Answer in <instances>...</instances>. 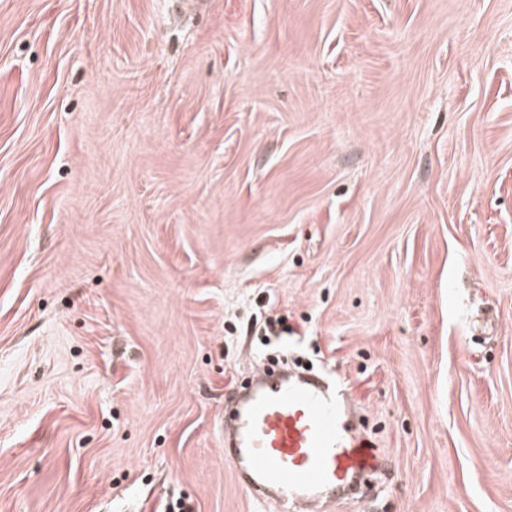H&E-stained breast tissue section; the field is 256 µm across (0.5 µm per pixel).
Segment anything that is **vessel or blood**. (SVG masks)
Instances as JSON below:
<instances>
[{"label": "vessel or blood", "mask_w": 512, "mask_h": 512, "mask_svg": "<svg viewBox=\"0 0 512 512\" xmlns=\"http://www.w3.org/2000/svg\"><path fill=\"white\" fill-rule=\"evenodd\" d=\"M329 379L256 369L225 397L224 459L255 498L282 506L335 503L385 464L353 432Z\"/></svg>", "instance_id": "b4317fda"}]
</instances>
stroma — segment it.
I'll return each instance as SVG.
<instances>
[{
	"label": "stroma",
	"mask_w": 512,
	"mask_h": 512,
	"mask_svg": "<svg viewBox=\"0 0 512 512\" xmlns=\"http://www.w3.org/2000/svg\"><path fill=\"white\" fill-rule=\"evenodd\" d=\"M0 0V512H267L258 323L387 468L512 512V0Z\"/></svg>",
	"instance_id": "35a3bbf8"
}]
</instances>
